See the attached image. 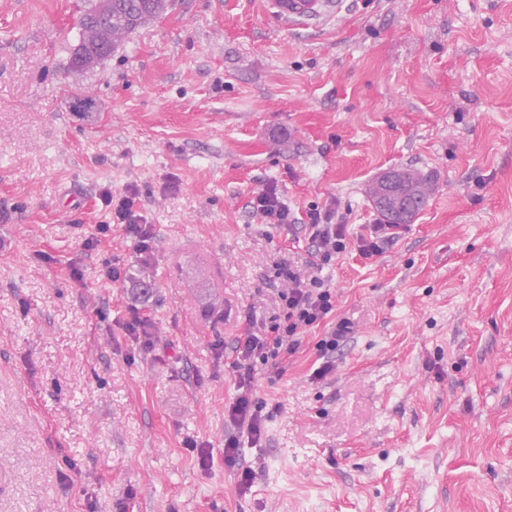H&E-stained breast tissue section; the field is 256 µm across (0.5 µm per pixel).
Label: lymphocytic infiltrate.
I'll return each mask as SVG.
<instances>
[{
    "label": "lymphocytic infiltrate",
    "instance_id": "f902f5d3",
    "mask_svg": "<svg viewBox=\"0 0 512 512\" xmlns=\"http://www.w3.org/2000/svg\"><path fill=\"white\" fill-rule=\"evenodd\" d=\"M101 201L112 209L113 223L122 225L126 235L135 239L140 252L151 249L152 228L138 207V193L128 190L116 196L111 191L101 193ZM312 243L306 272L284 267L279 276L284 282L278 293L285 323L277 327L273 337L247 333L236 337L233 364L240 393L230 404L227 413L236 428L235 434L224 440V461L235 465L241 440L258 444L263 438V427L257 407L252 400V385L256 361L277 359L280 352H293L308 327L320 323L335 308V297L321 276L325 265L347 248V217L338 208H313L302 221Z\"/></svg>",
    "mask_w": 512,
    "mask_h": 512
}]
</instances>
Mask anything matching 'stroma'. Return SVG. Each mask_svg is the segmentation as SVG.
I'll return each mask as SVG.
<instances>
[{
  "mask_svg": "<svg viewBox=\"0 0 512 512\" xmlns=\"http://www.w3.org/2000/svg\"><path fill=\"white\" fill-rule=\"evenodd\" d=\"M84 6L0 0V512H512V0H346L294 29L172 0L74 70ZM397 167L433 192L363 258ZM269 182L295 214L346 210L350 241L334 312L256 366L245 489L234 339L266 334L309 247L250 213ZM128 187L145 255L100 200Z\"/></svg>",
  "mask_w": 512,
  "mask_h": 512,
  "instance_id": "stroma-1",
  "label": "stroma"
}]
</instances>
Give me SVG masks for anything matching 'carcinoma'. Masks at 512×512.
Wrapping results in <instances>:
<instances>
[{
	"instance_id": "obj_1",
	"label": "carcinoma",
	"mask_w": 512,
	"mask_h": 512,
	"mask_svg": "<svg viewBox=\"0 0 512 512\" xmlns=\"http://www.w3.org/2000/svg\"><path fill=\"white\" fill-rule=\"evenodd\" d=\"M169 7L168 0H112V17L80 23L78 44L96 43L114 50L133 30ZM431 186L419 172L393 168L373 183L372 202L386 224H407L426 205Z\"/></svg>"
}]
</instances>
